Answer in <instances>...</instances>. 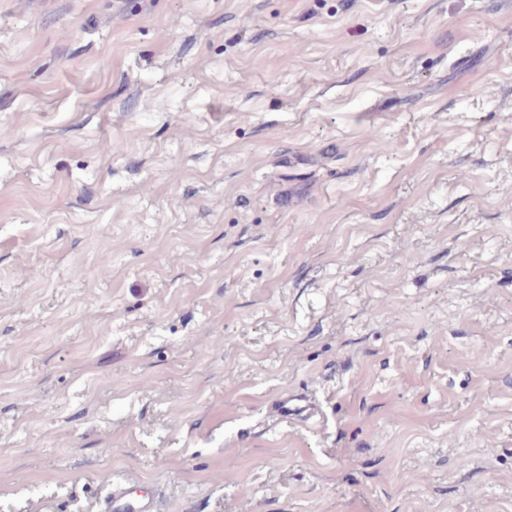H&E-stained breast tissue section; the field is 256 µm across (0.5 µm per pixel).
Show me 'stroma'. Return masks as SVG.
Masks as SVG:
<instances>
[{"mask_svg":"<svg viewBox=\"0 0 512 512\" xmlns=\"http://www.w3.org/2000/svg\"><path fill=\"white\" fill-rule=\"evenodd\" d=\"M116 473L512 512V0H0V512ZM273 411L280 417L295 422H307L318 415L315 401L304 393H289L276 403Z\"/></svg>","mask_w":512,"mask_h":512,"instance_id":"obj_1","label":"stroma"}]
</instances>
